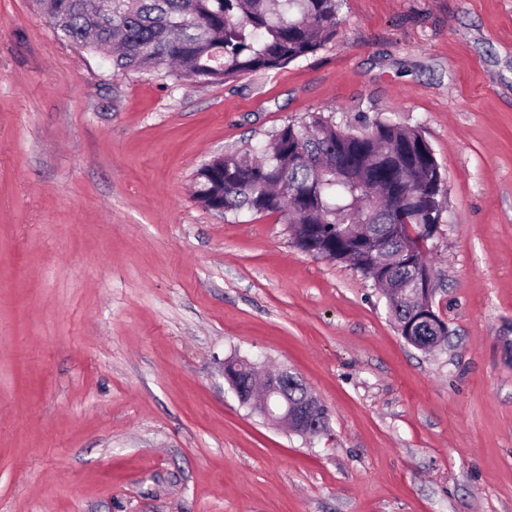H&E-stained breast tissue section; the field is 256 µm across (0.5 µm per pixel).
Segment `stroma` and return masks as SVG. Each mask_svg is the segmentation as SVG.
I'll return each mask as SVG.
<instances>
[{
    "instance_id": "35a3bbf8",
    "label": "stroma",
    "mask_w": 512,
    "mask_h": 512,
    "mask_svg": "<svg viewBox=\"0 0 512 512\" xmlns=\"http://www.w3.org/2000/svg\"><path fill=\"white\" fill-rule=\"evenodd\" d=\"M327 110L442 168L432 351L283 216L192 198ZM232 355L300 375L327 434L251 415ZM0 512H512V0H343L316 53L181 86L0 0ZM435 319L444 330H447L446 335H437L435 328H431L429 324L423 323L418 325L414 335L410 336L405 341L408 344L412 345L413 347L423 351H429L438 347L441 344V340L442 343H444L448 338V325H446V323L443 320H441L438 316H436ZM435 336H439V339H436ZM442 336L446 337L443 338Z\"/></svg>"
}]
</instances>
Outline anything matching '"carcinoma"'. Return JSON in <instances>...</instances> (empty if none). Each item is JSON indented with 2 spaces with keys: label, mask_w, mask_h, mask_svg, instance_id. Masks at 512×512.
<instances>
[{
  "label": "carcinoma",
  "mask_w": 512,
  "mask_h": 512,
  "mask_svg": "<svg viewBox=\"0 0 512 512\" xmlns=\"http://www.w3.org/2000/svg\"><path fill=\"white\" fill-rule=\"evenodd\" d=\"M55 31L94 53L112 49L115 67L175 84L222 83L282 69L336 38L342 0H33ZM445 176L415 127L376 117L341 127L317 112L265 143L224 154L196 174L195 200L224 215L243 210L285 216L294 244L351 262L387 300L396 326L419 302L406 295L415 266L433 269L421 236L444 207ZM429 351L441 344L429 324L407 339ZM224 369L247 380L243 360Z\"/></svg>",
  "instance_id": "carcinoma-1"
}]
</instances>
